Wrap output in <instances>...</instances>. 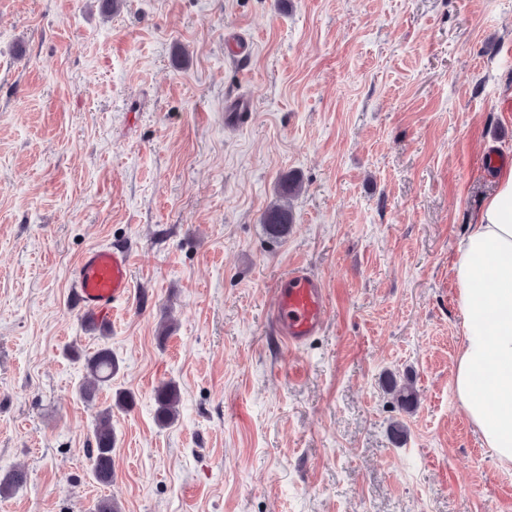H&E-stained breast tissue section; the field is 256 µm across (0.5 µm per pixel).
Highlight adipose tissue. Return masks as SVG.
<instances>
[{"label": "adipose tissue", "mask_w": 512, "mask_h": 512, "mask_svg": "<svg viewBox=\"0 0 512 512\" xmlns=\"http://www.w3.org/2000/svg\"><path fill=\"white\" fill-rule=\"evenodd\" d=\"M455 270L464 333L455 392L486 447L512 463V168L471 224Z\"/></svg>", "instance_id": "ef3b65f1"}]
</instances>
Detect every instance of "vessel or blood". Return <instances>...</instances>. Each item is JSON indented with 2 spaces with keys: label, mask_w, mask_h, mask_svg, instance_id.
Here are the masks:
<instances>
[{
  "label": "vessel or blood",
  "mask_w": 512,
  "mask_h": 512,
  "mask_svg": "<svg viewBox=\"0 0 512 512\" xmlns=\"http://www.w3.org/2000/svg\"><path fill=\"white\" fill-rule=\"evenodd\" d=\"M226 125L248 122L247 103L238 96L227 99ZM133 255L129 248L100 246L87 250L72 272L77 301L85 318L98 324L115 321L132 288ZM328 311V294L321 278L305 266L295 265L281 280L272 304L271 324L282 341L300 347L319 335Z\"/></svg>",
  "instance_id": "1"
}]
</instances>
